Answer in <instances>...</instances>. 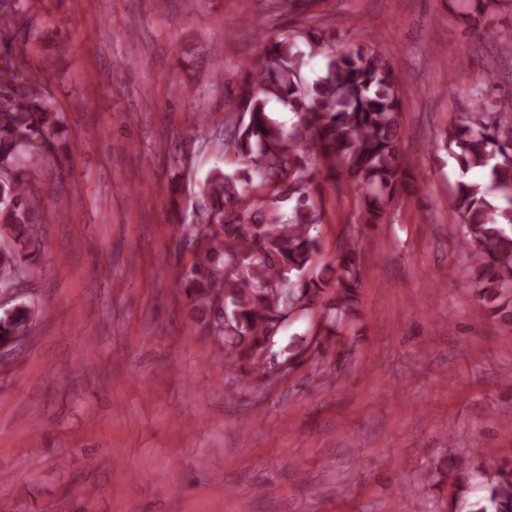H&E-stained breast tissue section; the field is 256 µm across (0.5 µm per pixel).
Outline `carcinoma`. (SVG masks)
<instances>
[{"mask_svg": "<svg viewBox=\"0 0 512 512\" xmlns=\"http://www.w3.org/2000/svg\"><path fill=\"white\" fill-rule=\"evenodd\" d=\"M35 26L23 0L0 13V229L36 239L41 225L21 161L35 154L60 161L61 132L54 111L32 71L29 33ZM326 58L322 74L308 83L305 55ZM275 98L296 120L290 128L269 115ZM236 113L217 124L224 146L243 168L213 170L204 184L200 224L177 225L180 238L195 239L202 259L181 275L177 287L197 310L215 309L222 299L229 330L216 331L215 357L228 374L268 378L266 358L296 310L307 315L322 293L320 327L311 340L324 354L341 327L361 315V269L357 248L346 240L336 251L329 277L309 276L320 252L324 223L314 192L321 182H347L366 200L361 223L387 222L398 186L412 177L399 152L400 80L389 61L362 46L346 48L310 30L292 29L272 40L261 58L244 69L238 92L224 101ZM512 98L481 105L459 116L448 133V154L462 174L486 173L488 183L461 180L454 194L459 234L471 246L472 268L462 287L475 292L493 315L512 321ZM285 208V221L265 224L263 215ZM24 257L0 249V288L21 284ZM32 308L16 296L0 308V346H8L31 321ZM482 502L468 501V483L452 484L451 506L467 512H512L509 463L477 475Z\"/></svg>", "mask_w": 512, "mask_h": 512, "instance_id": "carcinoma-1", "label": "carcinoma"}]
</instances>
